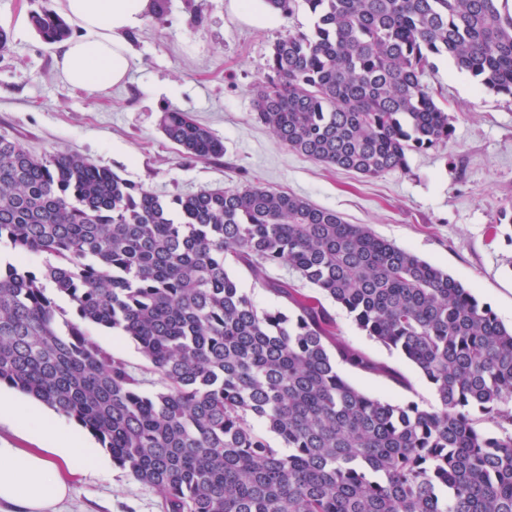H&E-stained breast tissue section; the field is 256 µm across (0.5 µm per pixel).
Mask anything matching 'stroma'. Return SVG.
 <instances>
[{"label": "stroma", "instance_id": "obj_1", "mask_svg": "<svg viewBox=\"0 0 512 512\" xmlns=\"http://www.w3.org/2000/svg\"><path fill=\"white\" fill-rule=\"evenodd\" d=\"M44 5L61 7L60 0H0V28L10 37L0 52V136L36 155L82 154L162 197L247 183L305 197L464 280L512 325V239L495 222L498 210L512 204V98L479 90L450 58H438L423 82L447 102L452 138L412 154L407 170L365 178L288 150L256 117L253 88L274 42L313 25L304 8L268 26L247 20L233 0H164L162 19L146 14L127 36L137 57L127 82L90 93L62 82L57 45L45 44L31 27L30 12ZM171 108L220 138L223 157L191 158L168 141L158 119ZM232 270L261 310L282 305L270 282L295 278L281 266L268 268L262 282L240 265ZM325 307L345 343L412 387L346 371L353 385L387 401L433 404L409 363L361 332L342 308L330 301ZM66 509L162 512L155 489L118 468L108 478L74 481Z\"/></svg>", "mask_w": 512, "mask_h": 512}]
</instances>
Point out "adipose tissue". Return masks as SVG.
<instances>
[{
    "label": "adipose tissue",
    "mask_w": 512,
    "mask_h": 512,
    "mask_svg": "<svg viewBox=\"0 0 512 512\" xmlns=\"http://www.w3.org/2000/svg\"><path fill=\"white\" fill-rule=\"evenodd\" d=\"M150 0H63L78 37L59 47L58 71L67 85L91 93L122 84L135 61L125 35L138 27ZM41 425V448L0 444V512H62L76 477L108 470L97 448L80 433L0 392V420Z\"/></svg>",
    "instance_id": "adipose-tissue-1"
}]
</instances>
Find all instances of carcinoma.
I'll return each mask as SVG.
<instances>
[{
  "label": "carcinoma",
  "instance_id": "obj_1",
  "mask_svg": "<svg viewBox=\"0 0 512 512\" xmlns=\"http://www.w3.org/2000/svg\"><path fill=\"white\" fill-rule=\"evenodd\" d=\"M302 2L313 27L275 41L254 94L299 155L368 178L407 170L454 133L422 82L444 54L512 97L500 0ZM29 23L48 44L72 33L48 6ZM160 128L188 156L224 155L187 112L164 111ZM0 243L16 256L0 261V385L92 434L163 512H512V326L368 225L261 184L163 199L79 153L0 138ZM231 262L259 281L291 269L413 364L436 404L351 384L339 364L412 389L293 283L269 284L292 311L258 309ZM90 326L132 338L152 378ZM477 414L498 431L476 429Z\"/></svg>",
  "mask_w": 512,
  "mask_h": 512
}]
</instances>
